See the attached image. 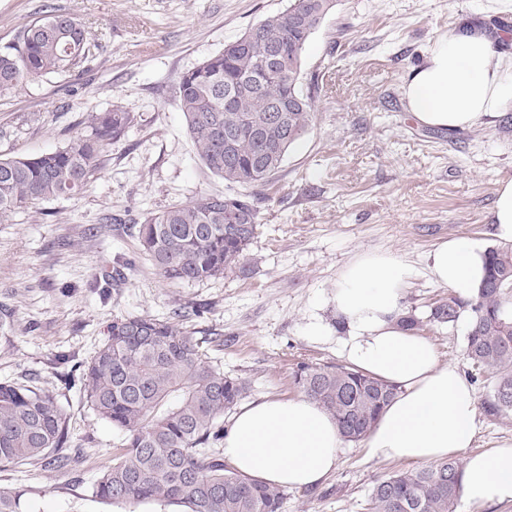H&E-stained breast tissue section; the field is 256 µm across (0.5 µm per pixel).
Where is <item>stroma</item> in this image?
I'll return each mask as SVG.
<instances>
[{"mask_svg":"<svg viewBox=\"0 0 512 512\" xmlns=\"http://www.w3.org/2000/svg\"><path fill=\"white\" fill-rule=\"evenodd\" d=\"M288 0H0V52L22 46L26 27L50 12L76 16L94 35L83 70L19 85L0 97V156L64 146L89 114L121 106L135 116L107 149L86 191L40 201L0 223V382L52 393L67 426L74 466L0 468V490L20 493L21 512H168L127 508L93 487L124 439L99 419L77 380L113 321L148 315L180 325L206 359L248 386L246 402L295 396L301 361L340 364L335 339L307 336L312 315L332 318L336 275L357 254L392 252L417 270L404 300L425 323L441 363L473 369L465 356L470 315L428 322L450 296L425 257L444 240H498L490 210L512 177V106L466 129L439 131L407 111L401 90L426 48L476 21L494 35L493 61L512 64V0H338L304 54L302 88L316 99L313 127L268 183L250 187L260 224L247 248L248 275L164 280L129 236L140 218L221 192L223 180L195 156L172 97L179 75L222 50ZM122 281L95 287L116 261ZM342 442L320 485L286 489L284 512H368L375 482L399 470Z\"/></svg>","mask_w":512,"mask_h":512,"instance_id":"obj_1","label":"stroma"}]
</instances>
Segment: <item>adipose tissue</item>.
Returning <instances> with one entry per match:
<instances>
[{"label": "adipose tissue", "mask_w": 512, "mask_h": 512, "mask_svg": "<svg viewBox=\"0 0 512 512\" xmlns=\"http://www.w3.org/2000/svg\"><path fill=\"white\" fill-rule=\"evenodd\" d=\"M493 38L477 23L429 45L423 63L402 86L406 107L422 125L463 129L500 112L512 100V67L491 63ZM481 241L454 237L427 255L435 284L464 296L484 276ZM414 269L391 252H368L341 268L331 296L336 321H313L314 336H332L350 366L395 385L365 441L368 458L429 464L464 453L475 433L474 390L434 346L403 330L398 320ZM335 420L305 395L242 407L224 436L223 454L239 473L272 485L310 488L338 462ZM459 495L469 506L512 501V444L466 456Z\"/></svg>", "instance_id": "ef3b65f1"}]
</instances>
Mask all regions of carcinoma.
<instances>
[{"label":"carcinoma","instance_id":"cac0c4a2","mask_svg":"<svg viewBox=\"0 0 512 512\" xmlns=\"http://www.w3.org/2000/svg\"><path fill=\"white\" fill-rule=\"evenodd\" d=\"M337 0H289L218 53L183 72L173 98L194 152L227 192H203L147 216L139 250L171 282H201L247 272L246 249L259 224L248 187L279 172L288 152L315 123L312 95L301 90L304 52ZM91 33L75 16L52 13L23 34V47L0 53V96L24 81L71 72L87 60ZM114 105L89 115L87 130L53 151L0 157V220L37 201L86 189L104 152L134 124ZM242 223L228 224L230 214ZM471 312L465 353L476 374L492 378L485 414L512 416V244L488 248L485 276L470 299L450 297L428 321L453 324ZM96 415L125 434L122 448L94 485L114 504L154 502L180 512H282L281 487L258 482L224 461V413L246 384L202 358L200 345L168 319L130 316L82 375ZM293 384L355 442L373 426L397 388L352 367L300 362ZM65 417L37 387L0 383V467L49 459L64 466ZM463 463L449 457L376 481L370 512H456ZM0 512H20V496L0 490Z\"/></svg>","mask_w":512,"mask_h":512}]
</instances>
